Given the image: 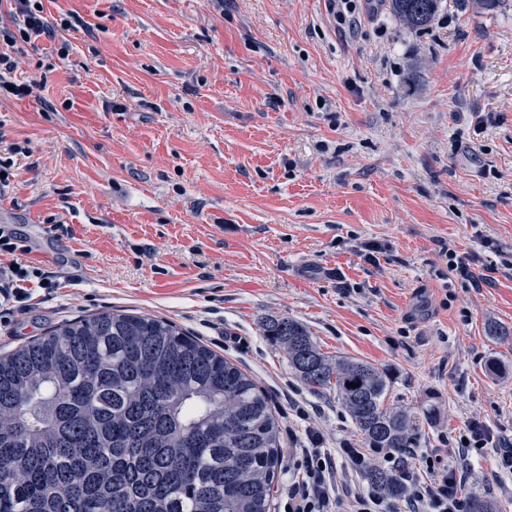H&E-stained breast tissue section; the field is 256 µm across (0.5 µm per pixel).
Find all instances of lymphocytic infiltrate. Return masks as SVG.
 Returning a JSON list of instances; mask_svg holds the SVG:
<instances>
[{"label":"lymphocytic infiltrate","mask_w":512,"mask_h":512,"mask_svg":"<svg viewBox=\"0 0 512 512\" xmlns=\"http://www.w3.org/2000/svg\"><path fill=\"white\" fill-rule=\"evenodd\" d=\"M9 22L0 24V97L19 99L39 97L42 81L28 78L17 82L16 58L38 38L55 39L58 31L80 26L79 15L68 14L59 25L48 24L40 9L42 0H9ZM26 237L0 228V319L29 310L37 293L52 294L59 287L55 273L17 260L18 254L31 252ZM317 432L307 431L305 439L293 440L286 449L289 476L282 492L284 512H468V504L458 493L463 473L437 467L433 457L421 454L417 460L429 478L413 482L403 505L388 502L378 494L359 491L342 498L336 480V461L319 446ZM461 456L491 458L498 474L512 475V442L494 436L479 420L467 424L461 438Z\"/></svg>","instance_id":"lymphocytic-infiltrate-1"}]
</instances>
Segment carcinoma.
I'll list each match as a JSON object with an SVG mask.
<instances>
[{
	"instance_id": "cac0c4a2",
	"label": "carcinoma",
	"mask_w": 512,
	"mask_h": 512,
	"mask_svg": "<svg viewBox=\"0 0 512 512\" xmlns=\"http://www.w3.org/2000/svg\"><path fill=\"white\" fill-rule=\"evenodd\" d=\"M442 0H386L423 29ZM263 336L313 391H334L368 448L394 456L370 486L404 499L423 424L390 405V375L321 352L301 322L270 316ZM280 428L268 396L176 325L106 312L0 356V512H269Z\"/></svg>"
}]
</instances>
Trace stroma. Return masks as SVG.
I'll return each mask as SVG.
<instances>
[{
	"mask_svg": "<svg viewBox=\"0 0 512 512\" xmlns=\"http://www.w3.org/2000/svg\"><path fill=\"white\" fill-rule=\"evenodd\" d=\"M43 5L85 25L68 58L42 38L21 61L52 59L42 100L0 101V222L61 287L0 326V353L112 310L167 319L250 375L281 431L362 446L263 336L286 315L386 368L388 403L436 406L419 448L448 469L472 419L512 439V0H443L424 30L380 0L355 27L328 0ZM444 242L482 287L443 279ZM468 465L464 496L512 512V477Z\"/></svg>",
	"mask_w": 512,
	"mask_h": 512,
	"instance_id": "35a3bbf8",
	"label": "stroma"
}]
</instances>
